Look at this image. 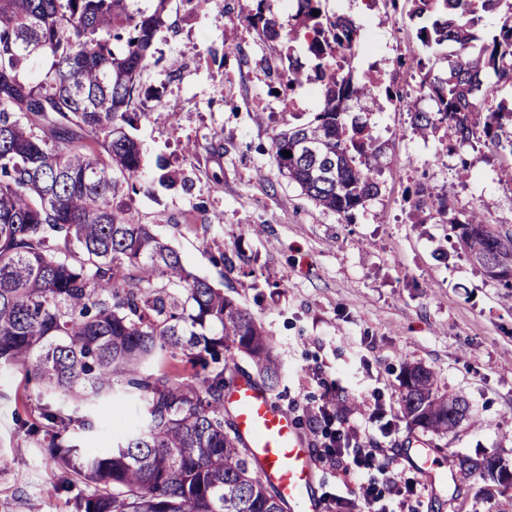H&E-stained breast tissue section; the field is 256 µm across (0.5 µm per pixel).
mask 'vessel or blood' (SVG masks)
Masks as SVG:
<instances>
[{
    "label": "vessel or blood",
    "instance_id": "vessel-or-blood-1",
    "mask_svg": "<svg viewBox=\"0 0 512 512\" xmlns=\"http://www.w3.org/2000/svg\"><path fill=\"white\" fill-rule=\"evenodd\" d=\"M224 399L233 405L236 427L262 482L287 501L289 512H323L324 503L314 493L316 460L288 412L245 378L227 387Z\"/></svg>",
    "mask_w": 512,
    "mask_h": 512
}]
</instances>
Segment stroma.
Instances as JSON below:
<instances>
[{"instance_id": "obj_1", "label": "stroma", "mask_w": 512, "mask_h": 512, "mask_svg": "<svg viewBox=\"0 0 512 512\" xmlns=\"http://www.w3.org/2000/svg\"><path fill=\"white\" fill-rule=\"evenodd\" d=\"M285 2L209 0L193 13L186 0H171L156 62L141 77L157 90L150 104L164 120L141 121L136 133L145 182L135 213L193 273L264 326L280 362L273 395L308 441L316 439L310 416L325 401V382L342 389L337 406L352 422L364 395L384 388L396 429L381 447L404 468L411 438L420 437L445 473L437 490H426L421 512H512V488L486 495L479 474L457 465L461 457L496 456L512 467V298L458 247L448 223L477 210L486 223L512 229L502 160L470 152L474 167L463 180L447 140L413 134L410 108L432 107L419 93L423 72L439 73L449 49L422 46L406 0L395 10L382 0H326L327 12L360 25L347 68L358 78L380 77L403 101L373 112L349 101L385 147L380 192L349 217L316 206L279 176L271 150L276 132L307 122L318 107L309 86L273 91L282 56L306 59V44L260 40L246 22L261 3L287 22ZM415 59L423 68L412 67ZM160 156L184 185L158 184ZM421 184L449 200L447 213L416 211ZM225 256L233 267L222 264ZM407 364L432 369L442 390L466 399L469 415L457 430L437 435L409 426L399 405ZM44 402L25 370L0 375V456L10 460L0 470V512H73L75 495L85 491L81 484L57 491L48 436L29 435L14 420Z\"/></svg>"}]
</instances>
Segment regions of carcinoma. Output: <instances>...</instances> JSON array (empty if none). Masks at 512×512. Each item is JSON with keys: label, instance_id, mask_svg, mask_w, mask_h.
<instances>
[{"label": "carcinoma", "instance_id": "carcinoma-1", "mask_svg": "<svg viewBox=\"0 0 512 512\" xmlns=\"http://www.w3.org/2000/svg\"><path fill=\"white\" fill-rule=\"evenodd\" d=\"M156 2L146 15L131 0H0V372L29 371L49 398L41 421L20 422L50 436L59 490L89 488L74 512H287L224 419L234 352L266 389L279 384L266 330L132 206L143 168L133 130L152 112L141 74L169 0ZM409 2V17L425 20L424 47L453 46L445 69L421 80L433 109L412 111V132L444 127L461 150L500 154V179L512 184V104L485 108L512 86V0ZM489 16L499 25L484 39ZM248 26L263 41L307 37L311 72L289 55L276 79L290 91L317 83L321 109L276 133L271 149L307 198L352 216L379 193L383 146L347 101L377 107L380 92L400 95L344 71L338 60L354 53L359 25L328 16L323 0H293L286 27L260 5ZM486 249L511 257L512 231L475 240L469 255ZM167 354L194 374L160 369ZM401 385L413 427L444 434L448 412L467 410L424 366H405ZM115 397L135 403L142 425L108 451L84 447L75 431L92 430V412Z\"/></svg>", "mask_w": 512, "mask_h": 512}]
</instances>
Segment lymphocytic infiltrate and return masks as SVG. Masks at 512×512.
Returning <instances> with one entry per match:
<instances>
[{"label":"lymphocytic infiltrate","mask_w":512,"mask_h":512,"mask_svg":"<svg viewBox=\"0 0 512 512\" xmlns=\"http://www.w3.org/2000/svg\"><path fill=\"white\" fill-rule=\"evenodd\" d=\"M385 405L383 391L375 388L364 402L360 422L341 419L328 403L315 413L317 420L335 427L322 444L320 461L336 481L330 497L336 512H415L420 483L394 467L378 445L394 431Z\"/></svg>","instance_id":"lymphocytic-infiltrate-1"}]
</instances>
